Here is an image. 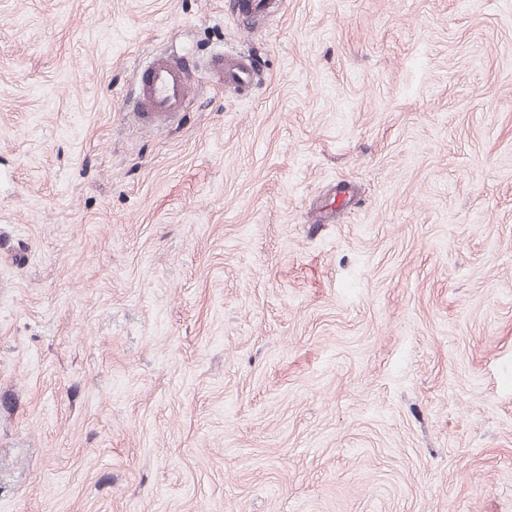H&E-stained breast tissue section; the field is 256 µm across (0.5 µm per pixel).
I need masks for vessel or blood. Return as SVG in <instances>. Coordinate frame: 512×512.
<instances>
[{
	"instance_id": "1",
	"label": "vessel or blood",
	"mask_w": 512,
	"mask_h": 512,
	"mask_svg": "<svg viewBox=\"0 0 512 512\" xmlns=\"http://www.w3.org/2000/svg\"><path fill=\"white\" fill-rule=\"evenodd\" d=\"M209 68L217 81L228 87L246 86L257 76L252 58L242 52L215 53ZM187 96V70L181 57H155L137 72V110L133 117L146 125L174 118L183 109Z\"/></svg>"
}]
</instances>
